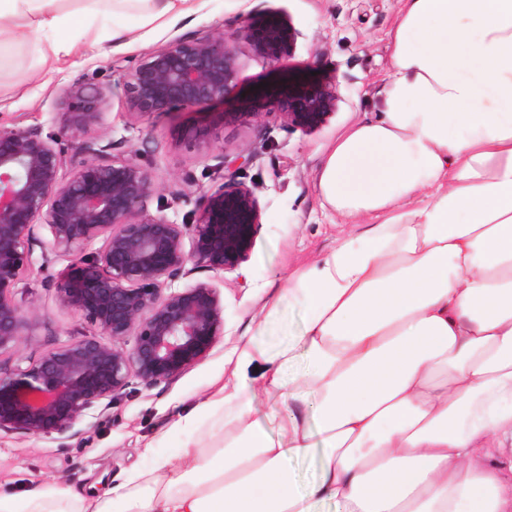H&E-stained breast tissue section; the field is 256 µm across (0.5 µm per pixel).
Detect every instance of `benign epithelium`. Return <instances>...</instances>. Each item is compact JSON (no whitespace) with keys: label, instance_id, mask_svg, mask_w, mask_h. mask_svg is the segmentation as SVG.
Wrapping results in <instances>:
<instances>
[{"label":"benign epithelium","instance_id":"benign-epithelium-1","mask_svg":"<svg viewBox=\"0 0 512 512\" xmlns=\"http://www.w3.org/2000/svg\"><path fill=\"white\" fill-rule=\"evenodd\" d=\"M297 38L275 16L247 18L232 32L175 38L125 75L127 109L148 118L223 105L237 85L241 45L276 63L292 54ZM111 93L82 84L62 90L60 134L88 156L66 174L55 136L0 125V357L16 356L0 366V433L72 438L89 410L111 405L132 380L147 388L170 383L224 339L218 287L196 281L175 291L173 283L199 268L224 271L248 259L261 225L255 193L243 182L207 193L193 224H175L161 209L149 212L144 201L157 186L147 167L82 140L105 124ZM338 101L332 88L281 69L267 86L238 95L224 119L276 109L288 125L315 130ZM37 225L48 240L36 236ZM37 247L45 265L67 260L55 277L56 299L98 336L31 361L18 352L35 307L22 306L16 295Z\"/></svg>","mask_w":512,"mask_h":512}]
</instances>
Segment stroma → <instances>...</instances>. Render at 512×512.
I'll return each mask as SVG.
<instances>
[{"mask_svg": "<svg viewBox=\"0 0 512 512\" xmlns=\"http://www.w3.org/2000/svg\"><path fill=\"white\" fill-rule=\"evenodd\" d=\"M400 0H246L229 9L225 0H197L186 20H172L150 32L142 45L99 57L88 52L76 59L40 61L36 44L24 42L16 62L0 68V123L57 132L63 110L60 91L79 83L111 88L106 129L91 128L85 138L111 145L114 155L137 153L149 169L156 193L149 211H164L177 224L193 223L203 192L238 179L252 186L262 224L247 261L233 270H196L189 280H209L224 303V341L209 356L169 386L145 388L133 383L109 407L90 410L79 436L62 439L23 434L0 436V486L23 492L29 484H58L84 495L103 494L112 484L147 471L145 448L177 456L188 442L211 447L206 431L215 416L201 420L192 433L177 424L178 412L194 410L224 384V358L248 327L264 323L258 342L273 351L298 334L304 309L281 304L275 314L261 312L254 291L284 271L322 258L336 245L343 219L324 206L314 183L325 153L336 135L358 120L373 116L379 93L390 73L388 33ZM272 14L299 33L293 54L273 65L242 52L239 91L271 80L275 68L314 74L335 88L338 107L321 128L305 131L287 126L270 112L235 123L221 122L216 109L172 111L148 119L126 108L123 77L145 53L170 40L197 38L218 28H236L245 16ZM57 264L33 266L20 302L37 311L31 336L20 347L28 359L62 344L93 335L95 329L62 309L52 277Z\"/></svg>", "mask_w": 512, "mask_h": 512, "instance_id": "1", "label": "stroma"}]
</instances>
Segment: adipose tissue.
Masks as SVG:
<instances>
[{
	"label": "adipose tissue",
	"mask_w": 512,
	"mask_h": 512,
	"mask_svg": "<svg viewBox=\"0 0 512 512\" xmlns=\"http://www.w3.org/2000/svg\"><path fill=\"white\" fill-rule=\"evenodd\" d=\"M103 12L118 49L195 5L0 0V61L24 41L58 58ZM390 63L375 117L337 136L316 177L350 230L287 288L258 289L265 309L300 303L303 327L274 353L248 337L227 355L207 404L224 414L218 447L181 448L164 481L154 454L99 499L0 490V512H512V0H401ZM308 457L319 473L302 488Z\"/></svg>",
	"instance_id": "adipose-tissue-1"
}]
</instances>
